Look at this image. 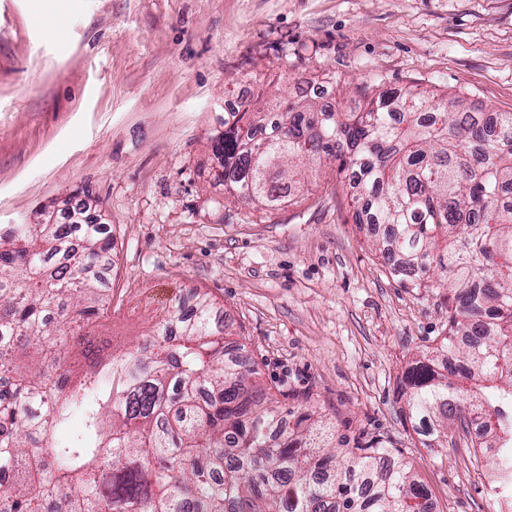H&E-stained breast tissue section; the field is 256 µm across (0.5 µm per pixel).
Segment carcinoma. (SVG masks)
<instances>
[{
  "label": "carcinoma",
  "instance_id": "cac0c4a2",
  "mask_svg": "<svg viewBox=\"0 0 512 512\" xmlns=\"http://www.w3.org/2000/svg\"><path fill=\"white\" fill-rule=\"evenodd\" d=\"M461 106L385 85L346 111L259 97L224 117L215 178L276 210L324 159L353 174L355 217L389 231L390 273L450 286L448 332L400 384L404 419L424 448L482 419L472 447L495 449L499 512H512V112ZM45 215L0 233V512H430L381 439L333 449L309 407L278 408L230 357L206 294L102 356L85 335L108 309L112 239ZM75 413L82 430L66 434Z\"/></svg>",
  "mask_w": 512,
  "mask_h": 512
}]
</instances>
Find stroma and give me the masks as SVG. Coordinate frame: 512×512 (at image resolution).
I'll list each match as a JSON object with an SVG mask.
<instances>
[{"mask_svg":"<svg viewBox=\"0 0 512 512\" xmlns=\"http://www.w3.org/2000/svg\"><path fill=\"white\" fill-rule=\"evenodd\" d=\"M323 75L346 106L381 76L512 112V0H0V231L70 198L114 243L99 346L157 322L150 305L127 314L135 296L209 293L281 408L313 404L352 444L383 439L436 512H493L468 434L424 448L401 415L404 373L446 332L447 289L391 275L349 174L268 215L212 177L227 96L293 100Z\"/></svg>","mask_w":512,"mask_h":512,"instance_id":"obj_1","label":"stroma"}]
</instances>
